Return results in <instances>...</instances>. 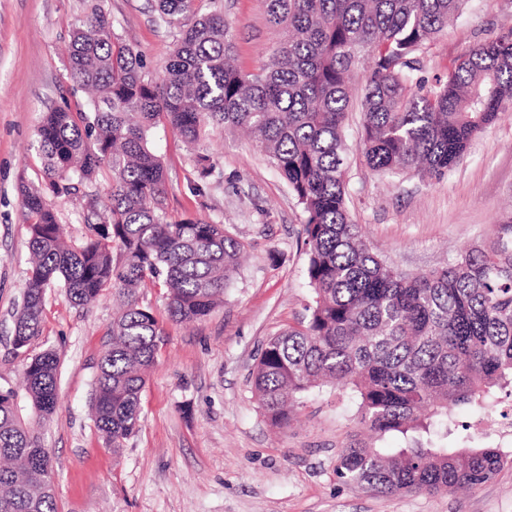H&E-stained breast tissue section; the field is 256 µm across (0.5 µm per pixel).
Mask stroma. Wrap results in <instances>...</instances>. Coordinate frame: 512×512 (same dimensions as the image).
<instances>
[{
  "label": "stroma",
  "mask_w": 512,
  "mask_h": 512,
  "mask_svg": "<svg viewBox=\"0 0 512 512\" xmlns=\"http://www.w3.org/2000/svg\"><path fill=\"white\" fill-rule=\"evenodd\" d=\"M88 0H0V335L21 303L28 268L21 184L38 182L37 129L44 113L82 100L67 81L72 24ZM200 13L221 10L231 26L238 66L252 71L279 46L281 33L264 0H198ZM123 40L140 47L160 76L175 31L155 0H106ZM512 28V0H467L460 16L423 55L422 74L445 73L475 44ZM360 110L349 112L347 206L368 248L419 273L445 266L456 250L483 239L512 207V112L471 142L441 178L373 172L357 148ZM167 179L172 219L224 225L246 257L224 302L189 325L169 322L162 289L141 295L167 333L141 396L138 431L120 452L105 446L89 416L99 359L116 305L104 296L87 308L64 288L49 294L42 334L28 353L0 342V385L19 387L28 355L60 354V405L43 428L52 459L58 512H512V464L491 481L455 493L370 494L342 483L336 454L367 441L358 399L347 388L320 387L302 399L290 426L270 425L249 374L265 342L297 325L311 299L303 244L305 215L270 159L239 131L217 126L198 144L166 124L150 137ZM212 170L199 180L197 159ZM502 399L495 410L461 406L451 426L434 425L432 443L498 446Z\"/></svg>",
  "instance_id": "1"
}]
</instances>
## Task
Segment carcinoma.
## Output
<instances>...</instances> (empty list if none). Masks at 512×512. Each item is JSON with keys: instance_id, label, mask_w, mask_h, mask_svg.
<instances>
[{"instance_id": "obj_1", "label": "carcinoma", "mask_w": 512, "mask_h": 512, "mask_svg": "<svg viewBox=\"0 0 512 512\" xmlns=\"http://www.w3.org/2000/svg\"><path fill=\"white\" fill-rule=\"evenodd\" d=\"M283 37L248 73L234 57L221 13L199 14L197 0H159L176 29L159 80L145 53L123 41L105 8L91 0L74 23L67 80L84 104L45 113L37 130L38 184L21 185L29 267L9 343L26 351L41 335L45 300L63 285L86 306L112 290V320L91 395L94 425L116 453L138 430L146 374L166 340L163 323L140 303L148 287L166 290L168 319L192 323L224 302L245 246L224 225L169 219L160 157L148 134L165 122L194 145L215 124L250 133L305 214L312 300L298 327L269 338L251 375L267 420L286 427L305 393L350 388L360 422L374 438L411 443L386 453L351 443L336 476L377 494L473 489L501 470V449L425 444L421 435L452 409L512 399V213L444 267L408 273L361 240L346 206L344 134L353 70L368 63L359 147L383 176L448 173L471 140L512 110V29L476 45L426 85L420 55L466 0H265ZM112 170L103 212L90 201L88 234L63 238L54 200L77 194ZM59 354L28 359L22 393L0 386V512H58L42 423L58 405Z\"/></svg>"}]
</instances>
